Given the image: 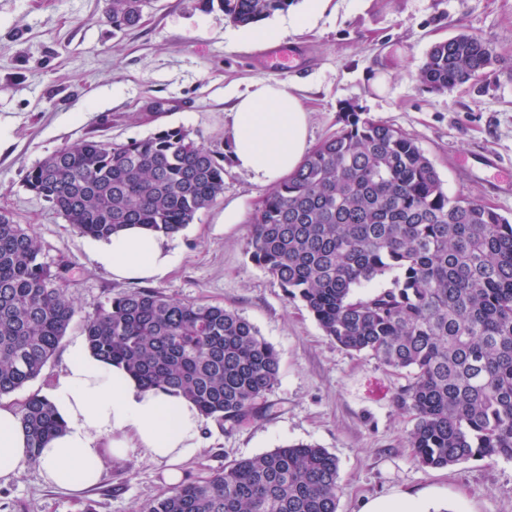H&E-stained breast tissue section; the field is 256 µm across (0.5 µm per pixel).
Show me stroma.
I'll return each mask as SVG.
<instances>
[{"label": "stroma", "mask_w": 512, "mask_h": 512, "mask_svg": "<svg viewBox=\"0 0 512 512\" xmlns=\"http://www.w3.org/2000/svg\"><path fill=\"white\" fill-rule=\"evenodd\" d=\"M103 0H0V210L30 225L41 258L62 271L78 312L41 374L9 396L49 394L83 319L125 283L91 257L89 236L23 185L44 157L84 140L123 143L184 127L218 153L229 151L231 93L259 80L296 88L310 138L335 132L352 102L412 136L448 196L471 197L512 219V0H331L309 28L284 34L290 68L279 71L222 11L200 0H148L139 22H100ZM466 32L491 42L502 65L485 78L437 92L419 70L432 44ZM379 83H370V76ZM269 186L224 164V195L176 234L180 258L155 290L218 304L247 318L278 351V381L265 413L232 425L206 420L185 481L298 442L326 448L339 466L337 512L365 501L421 492L425 512H512V459L421 466L407 443L410 413L394 401L408 379L325 336L301 301L246 251ZM240 215L224 221L227 208ZM164 465L130 452L104 461L102 482L73 492L46 483L38 463L0 486V512H140L170 491Z\"/></svg>", "instance_id": "35a3bbf8"}]
</instances>
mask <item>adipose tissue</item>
<instances>
[{
	"label": "adipose tissue",
	"mask_w": 512,
	"mask_h": 512,
	"mask_svg": "<svg viewBox=\"0 0 512 512\" xmlns=\"http://www.w3.org/2000/svg\"><path fill=\"white\" fill-rule=\"evenodd\" d=\"M231 159L236 171L278 185L311 147L309 114L283 83L258 81L236 94L231 106ZM96 265L118 281H157L177 261L170 236L130 226L92 247ZM50 401L64 423L39 453H32L17 411L0 405V481L20 475L38 460L44 479L78 491L96 485L104 457L125 459L140 450L167 466L170 483L201 446L204 417L197 406L162 389H145L122 367L94 356L83 343L71 346Z\"/></svg>",
	"instance_id": "1"
}]
</instances>
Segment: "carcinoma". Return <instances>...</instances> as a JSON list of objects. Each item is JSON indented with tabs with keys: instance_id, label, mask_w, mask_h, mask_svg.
Segmentation results:
<instances>
[{
	"instance_id": "obj_1",
	"label": "carcinoma",
	"mask_w": 512,
	"mask_h": 512,
	"mask_svg": "<svg viewBox=\"0 0 512 512\" xmlns=\"http://www.w3.org/2000/svg\"><path fill=\"white\" fill-rule=\"evenodd\" d=\"M144 0H104L101 20L135 24ZM249 26L296 0H202ZM502 63L492 44L459 33L435 43L420 80L443 91ZM338 128L264 199L246 251L300 299L337 345L406 373L395 396L414 425L418 461L444 469L512 458V220L444 191L408 134L365 112ZM25 187L80 233L105 239L128 224L175 235L224 195V165L182 127L114 144L84 141L30 168ZM30 229L0 212V399L36 379L77 313L61 271L40 261ZM390 271V284L371 283ZM366 292L359 293L357 289ZM89 351L145 388L171 389L203 416L238 424L263 412L279 355L221 305L138 288L83 324ZM33 449L63 423L38 393L19 405ZM338 462L292 444L177 486L143 512H337Z\"/></svg>"
}]
</instances>
